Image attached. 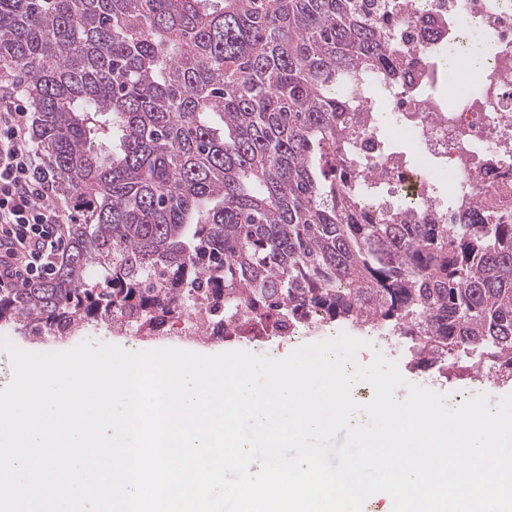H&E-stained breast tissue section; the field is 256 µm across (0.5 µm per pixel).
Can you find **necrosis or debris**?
I'll return each mask as SVG.
<instances>
[{"mask_svg": "<svg viewBox=\"0 0 512 512\" xmlns=\"http://www.w3.org/2000/svg\"><path fill=\"white\" fill-rule=\"evenodd\" d=\"M386 26L398 77L382 70L358 75L352 110L390 112L417 160L409 164L390 153L379 129L350 134L373 221L398 209L415 224H451L477 207L512 218V0H388ZM470 32L490 45L480 66L458 60L445 70L430 63L429 49ZM448 178L453 205L435 192ZM181 304V313L158 326L159 335H216L205 306L189 294Z\"/></svg>", "mask_w": 512, "mask_h": 512, "instance_id": "necrosis-or-debris-1", "label": "necrosis or debris"}]
</instances>
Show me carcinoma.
Masks as SVG:
<instances>
[{"mask_svg": "<svg viewBox=\"0 0 512 512\" xmlns=\"http://www.w3.org/2000/svg\"><path fill=\"white\" fill-rule=\"evenodd\" d=\"M381 0H0V72L76 222L0 322L379 328L414 370L512 381V222L376 224L346 139L353 79L397 74ZM99 279L87 282L88 270Z\"/></svg>", "mask_w": 512, "mask_h": 512, "instance_id": "1", "label": "carcinoma"}]
</instances>
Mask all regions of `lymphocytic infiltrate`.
<instances>
[{
  "label": "lymphocytic infiltrate",
  "instance_id": "1",
  "mask_svg": "<svg viewBox=\"0 0 512 512\" xmlns=\"http://www.w3.org/2000/svg\"><path fill=\"white\" fill-rule=\"evenodd\" d=\"M69 218L38 162L24 106L0 83V288L53 274Z\"/></svg>",
  "mask_w": 512,
  "mask_h": 512
}]
</instances>
